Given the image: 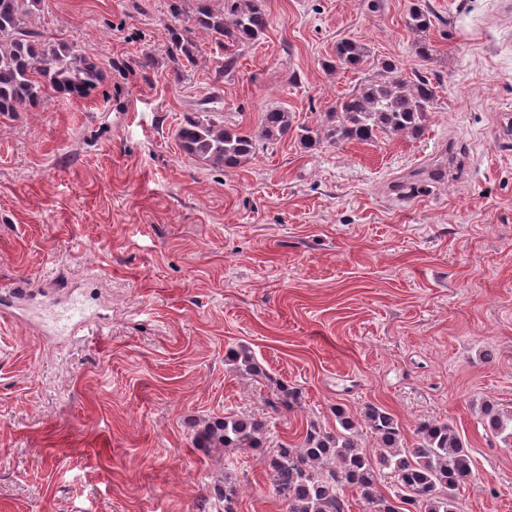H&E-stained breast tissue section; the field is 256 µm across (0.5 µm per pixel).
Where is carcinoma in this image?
Masks as SVG:
<instances>
[{
    "instance_id": "obj_1",
    "label": "carcinoma",
    "mask_w": 512,
    "mask_h": 512,
    "mask_svg": "<svg viewBox=\"0 0 512 512\" xmlns=\"http://www.w3.org/2000/svg\"><path fill=\"white\" fill-rule=\"evenodd\" d=\"M42 0H0V115L41 108L51 95L68 99L88 97L102 85L106 74L92 57L65 42H46L28 27ZM183 0H171L173 17L185 15ZM185 25L168 29L163 48L167 56L183 61L173 71L194 67L192 37L202 33L224 55V72L235 69L236 47L257 41L266 32L269 18L263 0H222L212 8L210 0H196ZM407 26L414 33L431 27L427 9L411 6ZM367 58L366 48L356 40L336 43L329 61L332 69H358ZM375 69L380 77L369 78L338 99L326 120L317 127L299 126V142L311 148L327 141H367L379 133L416 138L424 131L436 88L423 76L413 79L389 61ZM294 116L284 109L264 113L256 131L227 128L208 110H198L178 131L184 152L216 167L236 168L251 160L260 142L274 145L288 137ZM229 357L247 374L257 372L252 354L242 348ZM484 423L505 448L512 447V410L488 404ZM336 431L328 432L311 422L300 447H281L264 459L286 512H346L342 486L347 484L371 505L372 512H401L406 504L415 512H458V494L474 477V462L456 427L444 420L418 426L414 442L401 438L398 421L388 410L367 404L359 417L336 408ZM266 423L255 418L226 416L205 423L195 433L199 448L254 450L262 447ZM369 434L378 442L370 453L363 446ZM393 478L390 493L380 491L384 475ZM238 489L224 476L220 495L222 512H236Z\"/></svg>"
}]
</instances>
